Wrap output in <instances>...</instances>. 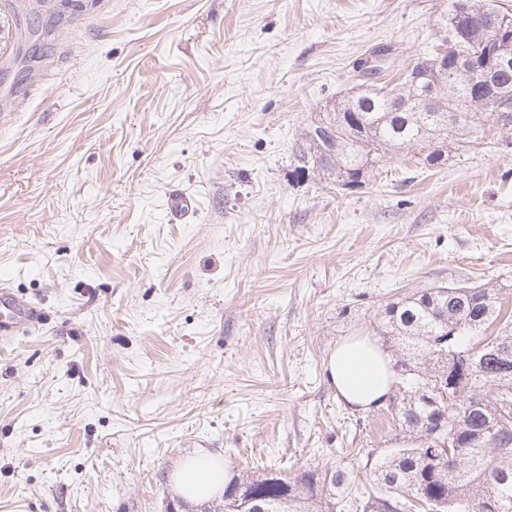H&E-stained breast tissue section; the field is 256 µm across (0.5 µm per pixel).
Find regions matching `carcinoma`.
I'll return each mask as SVG.
<instances>
[{"mask_svg": "<svg viewBox=\"0 0 512 512\" xmlns=\"http://www.w3.org/2000/svg\"><path fill=\"white\" fill-rule=\"evenodd\" d=\"M448 0L443 35L423 51L447 52L442 70L418 60L375 92L344 96L317 113L296 145L301 173L338 190L359 189L392 160L437 169L453 150L482 144L493 113L475 111L473 77L512 107V14L488 0ZM398 345L396 390L383 410L409 435L352 466L238 471L223 512L259 497L265 512H512V306L484 284H432L388 300L380 312ZM454 431L453 444L448 430Z\"/></svg>", "mask_w": 512, "mask_h": 512, "instance_id": "cac0c4a2", "label": "carcinoma"}]
</instances>
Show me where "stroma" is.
Here are the masks:
<instances>
[{"instance_id": "35a3bbf8", "label": "stroma", "mask_w": 512, "mask_h": 512, "mask_svg": "<svg viewBox=\"0 0 512 512\" xmlns=\"http://www.w3.org/2000/svg\"><path fill=\"white\" fill-rule=\"evenodd\" d=\"M447 7L0 0V285L42 312L0 344V512H164L198 450L296 472L395 447L329 355L357 335L390 349L397 294H512V142L492 130L353 191L297 175L293 146L371 51L405 69Z\"/></svg>"}]
</instances>
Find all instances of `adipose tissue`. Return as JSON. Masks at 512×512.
<instances>
[{
    "instance_id": "adipose-tissue-1",
    "label": "adipose tissue",
    "mask_w": 512,
    "mask_h": 512,
    "mask_svg": "<svg viewBox=\"0 0 512 512\" xmlns=\"http://www.w3.org/2000/svg\"><path fill=\"white\" fill-rule=\"evenodd\" d=\"M327 370L339 397L357 410L379 405L392 391L390 358L366 336H352L338 344L329 356ZM224 476V466L217 458L199 453L185 460L174 481L183 498L199 501L220 497Z\"/></svg>"
}]
</instances>
